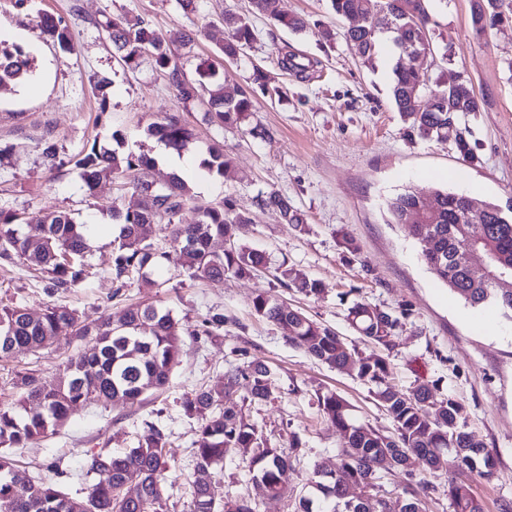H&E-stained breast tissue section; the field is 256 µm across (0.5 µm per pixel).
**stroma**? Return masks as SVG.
<instances>
[{"label": "stroma", "instance_id": "1", "mask_svg": "<svg viewBox=\"0 0 512 512\" xmlns=\"http://www.w3.org/2000/svg\"><path fill=\"white\" fill-rule=\"evenodd\" d=\"M283 12L308 19L298 33L252 14L249 0H200L195 13H184L178 0H29L15 9L0 0V41L29 53L32 76L23 84L0 86V206L23 212L26 232H34L45 212L65 210L91 225V276L78 287L56 289L19 258H0V306L20 303L32 312L50 304L75 309L81 321H118L128 305L152 304L170 310L191 329L204 318L224 315V327L210 336L186 337L169 383L136 404L79 405L55 432L25 448L10 449L15 465L33 479H50L70 496L86 497L96 476L92 455L118 453L137 445L150 426L162 428L176 468L168 477L160 512H187L192 488L197 422L187 416L183 397L199 387L222 384L224 372L243 359H259L275 374L278 399L245 404L232 398L228 407L243 410L278 443L298 433L304 444L300 464L287 470L283 483L299 490L314 466L329 467L344 439L325 421L316 390L335 392L355 406L358 416L387 430L391 423L354 373L329 368L289 346L281 331L254 314L251 301L261 292L277 297L325 324L347 343L358 338L345 321L346 309L362 300L391 311L409 305L412 315L389 356L390 383L407 391L417 380L434 386L435 398L452 396L467 408V429L493 449L495 479L473 473L463 479L482 502L484 512H500L512 502V318L496 311L499 335L471 320L480 307L465 303L439 283L421 259V244L407 228L385 221V202L405 189L448 188L501 207H512V24L476 32L472 0H431L438 22L434 44L451 56L429 67L430 81L459 71L484 99L482 111L466 118L477 163L462 160L453 143L441 144L409 134L396 112L383 66L364 67L343 39L351 22L332 13L328 0H281ZM249 15L257 38L237 61H225L224 13ZM62 18L72 50L41 33L42 15ZM120 16L146 20L161 33H190L187 47H174L188 78L214 68L216 81L247 86L253 67H261L285 98L256 95L248 119L238 127L211 123L202 101H182L151 58L136 70L119 62L100 23ZM337 39L326 44L325 28ZM312 57L318 64L307 78L282 68L283 52ZM175 114L192 129L189 159L203 157L210 144L223 145L232 159L224 175L205 181L187 176L190 197L179 221L195 223L198 209L230 198L248 208L245 242L262 249L270 269L244 279L195 280L181 266L178 252L144 268L142 275L117 285L112 276L115 238L112 212L136 208L138 198L123 175L102 179L87 190L74 157L94 142H109L120 153L153 155L157 138L145 129ZM56 147L55 159L43 153ZM276 191L306 217L305 229L283 223L273 208H260L257 196ZM347 231L358 254L342 251L339 231ZM288 263L318 280L321 291L305 296L287 290L272 270ZM91 340L60 341L36 353H20L0 362V406L15 403L20 372L52 383L66 361L91 347Z\"/></svg>", "mask_w": 512, "mask_h": 512}]
</instances>
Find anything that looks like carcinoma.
<instances>
[{
  "label": "carcinoma",
  "instance_id": "obj_1",
  "mask_svg": "<svg viewBox=\"0 0 512 512\" xmlns=\"http://www.w3.org/2000/svg\"><path fill=\"white\" fill-rule=\"evenodd\" d=\"M332 12L342 18L360 16L364 23L350 28L345 41L350 51L366 67H374L380 48V35H390L394 50L392 66V103L402 117L410 120L409 132L426 139L448 141V124L456 128L457 151L473 162L477 156L470 144L471 131L460 117L482 110L483 100L472 82L450 72L435 85L426 83L424 62L435 54L430 27L434 24L427 0H330ZM254 12L286 29L300 31L305 19L289 16L280 9V0H252ZM512 16V0H474L472 24L483 32L501 24L502 13ZM42 32L60 46L70 48L68 29L62 20L44 15ZM103 28L120 52V61L129 69L139 67L143 57L152 58L163 71L183 101H192L200 92H208L207 116L213 123L233 126L251 112L254 93L269 90L268 77L253 67L251 87L226 89L218 84L206 86L207 72L197 81L185 78L170 45L187 46L191 38L178 31L162 36L149 25L125 24L121 17L107 19ZM227 38L222 47L224 59L234 61L256 40V30L249 18L233 11L224 14ZM29 60L19 48L0 45V85L25 80ZM146 133L163 140L168 147L183 154L193 144L192 131L175 115L149 124ZM224 148L213 145L203 166L218 175L230 167ZM81 178L93 190L100 179L117 171H144L155 166L145 155H120L108 146L94 142L75 160ZM133 192L142 195L141 207L131 212L115 210L121 225L115 239L112 267L115 278L124 280L166 256L146 240L142 230L147 224L165 222L167 241L179 251L188 277L222 279L247 278L267 269L265 254L243 242L240 232L251 223L247 209L231 199L218 205L200 207L195 224L177 221L186 201L185 181L171 174L163 184L151 186L147 177L131 182ZM435 201L433 213H426L425 197ZM472 199L433 188L427 193L406 190L387 203L388 223L408 227L419 240L432 239L434 247L423 253V260L435 278L472 306L493 304L512 314V290L494 283L472 279L464 264L465 252L479 250L493 258L498 271L512 274V214L496 203L484 202L481 214L469 216ZM261 206L276 208L286 224L306 223L304 214L288 198L271 191L258 199ZM42 234L34 239L24 230L18 212L0 207V256L16 255L49 276L55 288H75L84 280L87 263L86 234L89 227L69 213L48 212L42 220ZM222 238L227 247L218 253L211 241ZM275 278L284 288L305 296L320 292V283L285 264L275 270ZM252 309L276 325L284 340L303 349L313 359L337 370L352 365L356 377L383 408L392 430L370 427L353 406L332 391H317L315 398L323 417L343 434L344 445L337 450L336 463L325 473L314 468L308 482L316 483L322 495L318 507L306 494L289 500L291 512H383L385 497L393 492L403 499L407 512H426L428 501L442 493L451 500L453 512H484L470 486L449 476L474 471L489 479L494 475L495 458L485 444L465 429L467 410L463 403L449 396L431 398V385L420 383L407 392L389 383L388 352L396 339L408 310L400 314L356 301L347 308L346 321L365 341L380 348V353L364 354L348 345L333 329L311 319L303 312L288 308L264 293L252 299ZM219 315L205 319L192 330L168 310L152 304L127 308L119 321L96 325L80 321L75 310L65 305H51L31 316L19 304L0 308V361L9 360L19 351H37L47 344L73 338L92 337V348L68 360L55 383L43 385L31 374L18 375L23 397L11 407L0 406V447L24 448L62 426L70 410L80 403L108 405L119 399L135 402L150 390L164 387L178 363L185 335L210 336L224 326ZM279 388L272 372L262 361L253 359L224 373V384L201 387L188 393L182 402L185 413L197 421L194 441L195 469L193 495L189 512H258L259 502L237 497L216 503L211 493L216 468L232 455L237 467L245 472L247 482L260 483L266 496L284 498V472L300 463L303 442L296 432L284 446L274 444L242 411L224 407V399L233 395L244 402L267 403L278 398ZM167 435L156 425L138 445L120 454L99 453L91 458L90 471L96 482L87 496H67L49 480L35 481L19 470L13 460L0 453V512H158L167 483L171 462ZM425 460L427 471L417 474L411 459ZM403 480L386 490L392 477ZM444 478L446 484L437 480ZM139 489L138 498H126L127 486Z\"/></svg>",
  "mask_w": 512,
  "mask_h": 512
}]
</instances>
